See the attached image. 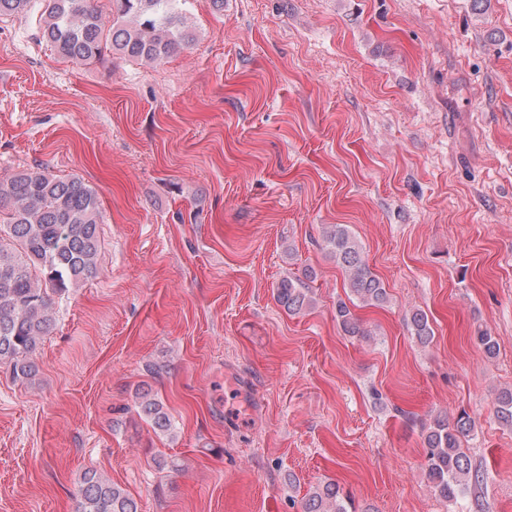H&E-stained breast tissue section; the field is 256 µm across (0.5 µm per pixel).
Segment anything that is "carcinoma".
Instances as JSON below:
<instances>
[{
    "label": "carcinoma",
    "mask_w": 512,
    "mask_h": 512,
    "mask_svg": "<svg viewBox=\"0 0 512 512\" xmlns=\"http://www.w3.org/2000/svg\"><path fill=\"white\" fill-rule=\"evenodd\" d=\"M0 0V20L24 17L66 59L103 63H161L195 41L185 25L187 0ZM101 218L97 191L77 176L62 177L36 166L0 179V364L17 379L35 373L31 356L54 324L51 295L62 294L97 277L101 250ZM322 237L346 279L347 299L336 302V322L347 336L368 335L351 307L387 303L384 283L370 269L363 248L345 224H326ZM276 302L291 315L312 305L299 279L281 280ZM410 335L421 345L434 330L419 309L406 316ZM474 339L493 358L498 343L485 329ZM139 416L155 432L169 433L172 416L151 390L138 393ZM494 415L512 427V388L495 397ZM475 421L467 413L454 420L437 416L424 438L426 476L434 492L454 501L467 488L471 462L463 439L473 435ZM77 512H138L136 500L94 469L84 472L76 488ZM341 485L325 480L310 487L303 512H348Z\"/></svg>",
    "instance_id": "carcinoma-1"
}]
</instances>
